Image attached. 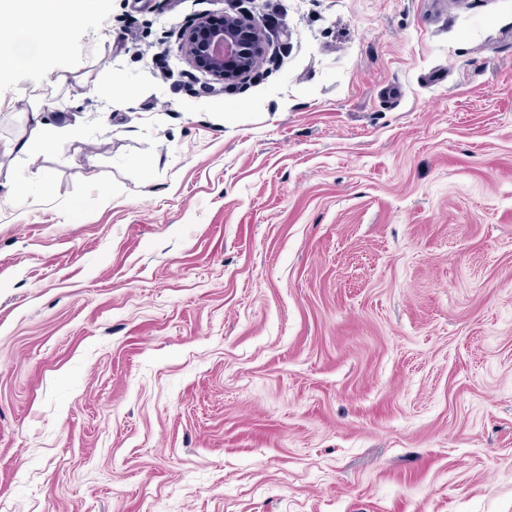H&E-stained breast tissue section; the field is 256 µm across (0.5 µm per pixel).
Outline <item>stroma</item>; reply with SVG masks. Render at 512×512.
Listing matches in <instances>:
<instances>
[{
  "instance_id": "stroma-1",
  "label": "stroma",
  "mask_w": 512,
  "mask_h": 512,
  "mask_svg": "<svg viewBox=\"0 0 512 512\" xmlns=\"http://www.w3.org/2000/svg\"><path fill=\"white\" fill-rule=\"evenodd\" d=\"M244 7L236 87L178 52L223 0L0 83V503L512 512V0ZM34 103L80 137L7 152Z\"/></svg>"
}]
</instances>
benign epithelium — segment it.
Segmentation results:
<instances>
[{
	"label": "benign epithelium",
	"instance_id": "1",
	"mask_svg": "<svg viewBox=\"0 0 512 512\" xmlns=\"http://www.w3.org/2000/svg\"><path fill=\"white\" fill-rule=\"evenodd\" d=\"M224 23L204 16L183 35L180 52L193 69L214 80L232 84L244 79L254 60L266 55L267 42L260 25L245 10L229 3Z\"/></svg>",
	"mask_w": 512,
	"mask_h": 512
}]
</instances>
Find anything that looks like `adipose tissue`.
<instances>
[{
    "label": "adipose tissue",
    "instance_id": "obj_1",
    "mask_svg": "<svg viewBox=\"0 0 512 512\" xmlns=\"http://www.w3.org/2000/svg\"><path fill=\"white\" fill-rule=\"evenodd\" d=\"M93 0H0V15L9 16L11 28H0V76L20 69H37L45 52H68V33L79 25ZM31 130L16 142L18 152L32 156L51 150L59 135L79 136L73 124L51 122L47 112L35 108L29 114Z\"/></svg>",
    "mask_w": 512,
    "mask_h": 512
}]
</instances>
